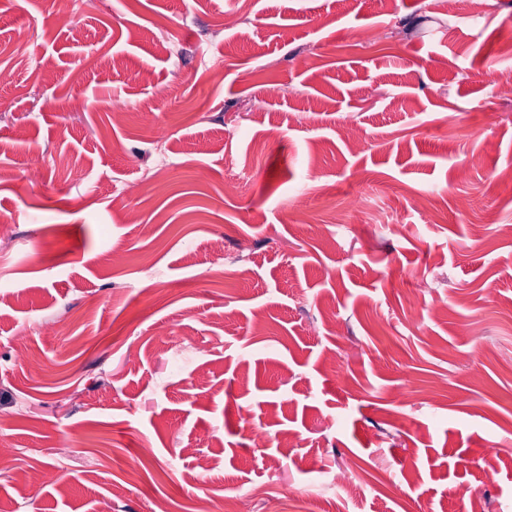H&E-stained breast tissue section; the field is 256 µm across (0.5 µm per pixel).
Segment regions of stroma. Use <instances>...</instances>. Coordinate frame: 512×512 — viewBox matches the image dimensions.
I'll return each instance as SVG.
<instances>
[{
    "label": "stroma",
    "mask_w": 512,
    "mask_h": 512,
    "mask_svg": "<svg viewBox=\"0 0 512 512\" xmlns=\"http://www.w3.org/2000/svg\"><path fill=\"white\" fill-rule=\"evenodd\" d=\"M509 69L512 0H0V512H512Z\"/></svg>",
    "instance_id": "obj_1"
}]
</instances>
